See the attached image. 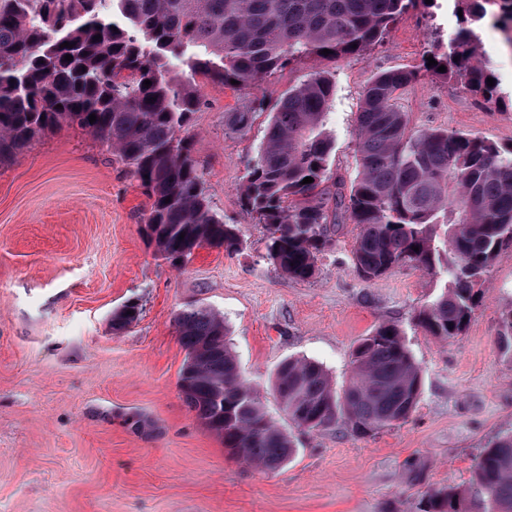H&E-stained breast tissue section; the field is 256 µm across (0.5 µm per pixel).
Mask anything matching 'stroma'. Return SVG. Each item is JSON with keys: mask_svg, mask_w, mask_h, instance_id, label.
I'll list each match as a JSON object with an SVG mask.
<instances>
[{"mask_svg": "<svg viewBox=\"0 0 512 512\" xmlns=\"http://www.w3.org/2000/svg\"><path fill=\"white\" fill-rule=\"evenodd\" d=\"M458 27L452 0H422L364 56L299 63L259 91L274 101L314 70L331 75L328 173L347 187L359 173L361 98L384 71L417 73L396 94L411 130L511 147L512 66L492 18L479 32L497 103L422 69ZM196 84L200 104L183 134L212 208L240 231L239 252L203 247L180 269L158 257L138 181L81 130L62 127L0 164V512H417L424 491L465 488L483 448L512 432V354L499 343L512 312V244L498 251L468 329L448 341L415 319L444 277L406 264L364 279L351 221L336 225L309 281L280 274L240 199L269 116L226 132L246 94L201 76ZM128 301L140 318L114 332L112 313ZM191 305L223 316L244 380L294 432L298 453L280 471L230 454L183 402L174 318ZM386 322L400 326L422 370L410 419L374 435L295 431L270 391L278 365L311 359L344 384L357 341Z\"/></svg>", "mask_w": 512, "mask_h": 512, "instance_id": "35a3bbf8", "label": "stroma"}]
</instances>
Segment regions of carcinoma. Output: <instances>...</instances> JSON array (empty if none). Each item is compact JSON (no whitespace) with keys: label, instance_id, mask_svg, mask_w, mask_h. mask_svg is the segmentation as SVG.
<instances>
[{"label":"carcinoma","instance_id":"cac0c4a2","mask_svg":"<svg viewBox=\"0 0 512 512\" xmlns=\"http://www.w3.org/2000/svg\"><path fill=\"white\" fill-rule=\"evenodd\" d=\"M419 2L0 0V164L48 132L78 128L139 181L149 200L141 223L165 260L177 267L204 246L237 252L239 229L211 207L181 137L198 104L196 77L224 86L235 80L246 90L305 59L361 57ZM455 4L460 28L448 51L432 53L430 70L445 66L441 76L491 102L498 85L487 83L493 63L479 52L474 26L494 5L512 17V0ZM416 77L385 71L366 88L356 119L360 172L347 194L338 183L333 192L325 186L333 146L328 73L310 74L271 108L263 97L249 99L226 131L242 132L255 113L271 109L241 203L264 225L266 258L278 272L312 278L330 225L346 216L360 228L352 254L364 277L402 264L446 275L443 290L417 314L427 333L446 341L466 331L498 250L512 242V148L444 129L411 133L395 98ZM306 177L313 182L303 183ZM139 316L138 303L126 302L113 312L112 330ZM175 324L186 351L179 380L187 406L231 454L264 473L287 465L297 452L293 436L242 379L223 317L191 306ZM422 386L401 328L388 322L358 340L342 386L322 364L288 359L273 393L302 431L345 426L367 435L407 421ZM419 512H512V433L483 449L467 490H430Z\"/></svg>","mask_w":512,"mask_h":512}]
</instances>
